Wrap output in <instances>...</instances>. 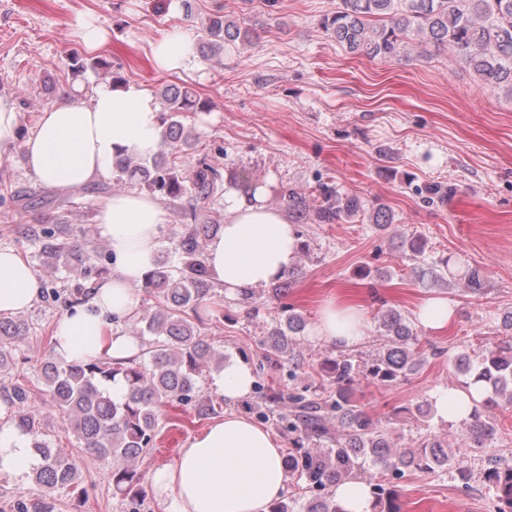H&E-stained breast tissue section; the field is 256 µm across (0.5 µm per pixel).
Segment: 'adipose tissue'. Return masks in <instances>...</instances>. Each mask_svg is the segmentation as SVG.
Listing matches in <instances>:
<instances>
[{
	"mask_svg": "<svg viewBox=\"0 0 512 512\" xmlns=\"http://www.w3.org/2000/svg\"><path fill=\"white\" fill-rule=\"evenodd\" d=\"M155 66L165 71L193 67L189 44L170 36L151 46ZM159 108L140 85L86 88L74 83L67 101L41 112L35 131L20 138L14 102L0 96V159L15 151L25 155L30 173L47 188L71 192L112 176L119 156L145 158L161 147ZM167 214L149 195L125 191L101 206L97 223L108 241L116 268L85 303L64 313L54 328L53 357L61 363L106 355L122 359L138 345L115 329L135 307L134 285L152 268ZM300 239L285 215L269 206L263 193L247 196L233 186L224 189V222L209 238L204 258L211 276L225 292L238 294L278 280L291 271ZM40 284L17 253L0 249V314L33 307ZM362 307L332 301L310 330L317 342L358 344L366 334ZM250 365L226 361L213 371L208 385L225 400L246 397L253 386ZM486 396L483 383L440 386L431 393L438 419L456 422ZM39 463L31 438L13 425H0V473L28 474ZM166 512H269L286 489L283 451L267 429L230 413L190 438L173 464L150 477Z\"/></svg>",
	"mask_w": 512,
	"mask_h": 512,
	"instance_id": "1",
	"label": "adipose tissue"
}]
</instances>
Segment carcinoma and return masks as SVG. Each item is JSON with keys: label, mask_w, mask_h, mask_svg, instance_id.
Listing matches in <instances>:
<instances>
[{"label": "carcinoma", "mask_w": 512, "mask_h": 512, "mask_svg": "<svg viewBox=\"0 0 512 512\" xmlns=\"http://www.w3.org/2000/svg\"><path fill=\"white\" fill-rule=\"evenodd\" d=\"M327 36L347 53L369 58L392 59L417 45L447 47L475 75L482 88L512 96V0H340L336 11L320 21ZM249 30L216 12L203 24L202 48L216 57L224 44L243 40ZM74 73L91 69L107 70L110 64L97 57H75ZM162 147L148 159L120 158L115 168L128 173L154 195H160L181 211L187 224L176 240L177 264L157 257L145 280L146 287L159 298L162 308L148 318L139 331L152 339L145 343L146 359L113 360L103 357L89 361L61 363L51 358L41 366V377L51 403L68 418L70 428L88 451L112 461L109 475L116 495L132 503L140 495L143 476L138 461L154 446L163 412L198 396L202 368L213 361L210 344L200 335L189 311L211 297L212 280L202 260L208 237L217 229V219L202 211L218 183L222 168L209 153L198 159L192 174H184L176 164L183 148L193 147L183 137V119L205 104L186 87L167 86L161 91ZM429 202L448 197V187L432 184L420 189ZM277 205L295 224H337L363 217L377 227L392 223L394 214L384 205L366 206L359 198L342 192L331 180L320 178L307 192L282 187L274 190ZM45 264L54 267L71 254L66 242H59L50 228L42 231ZM426 242L420 237L401 241L416 269L432 283L444 280L448 259L425 260ZM459 279L467 290L480 293L484 276L469 267ZM282 320L269 332L264 361L288 365L290 375L301 369L291 355L295 336L304 332L305 322L292 306H280ZM380 328L387 344L371 362L360 364L355 355L336 350V356L321 365L330 395L321 397L309 387L271 390L262 381L254 385L251 409L266 418L269 403L288 406V433L293 451L284 459L288 477H299L310 497L302 512H341L333 499V488L345 481L359 480L368 488L374 507L380 512H400L395 490L381 480L394 478L404 469L432 471L453 459V449L434 439L416 448L397 451L388 433L372 418L356 398L359 378L377 387L397 384L417 367V333L402 314L393 308L382 312ZM26 333L24 321L0 316V375L8 377L18 362L15 343ZM457 367L476 377L490 390L480 406H474L459 421L462 445L481 451L492 443L497 427L487 409L503 401L512 405V341L507 339L485 350L477 363L461 355ZM120 379L125 387L122 399L111 398L108 384ZM30 388L15 383L0 392V400L12 409V423L32 438L41 462L32 471V480L42 487L45 498L34 503L18 500L11 512H55L50 493L59 488L78 489L79 475L69 458L44 438V421L31 414L26 403ZM313 440L329 443L327 448H308ZM483 478L493 490L497 512H512V461L491 456Z\"/></svg>", "instance_id": "obj_1"}]
</instances>
